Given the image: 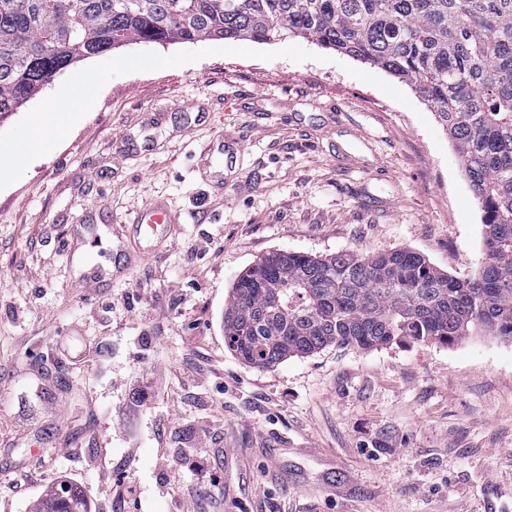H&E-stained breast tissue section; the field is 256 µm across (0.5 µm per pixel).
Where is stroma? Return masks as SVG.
I'll return each instance as SVG.
<instances>
[{
    "instance_id": "obj_1",
    "label": "stroma",
    "mask_w": 512,
    "mask_h": 512,
    "mask_svg": "<svg viewBox=\"0 0 512 512\" xmlns=\"http://www.w3.org/2000/svg\"><path fill=\"white\" fill-rule=\"evenodd\" d=\"M36 123L51 149L0 180V512L62 479L92 512H512V338L264 369L224 342L234 281L272 251L474 275L481 212L408 85L302 38L133 43L68 66L0 142ZM227 134L218 187L200 151ZM154 200L175 230L109 276Z\"/></svg>"
}]
</instances>
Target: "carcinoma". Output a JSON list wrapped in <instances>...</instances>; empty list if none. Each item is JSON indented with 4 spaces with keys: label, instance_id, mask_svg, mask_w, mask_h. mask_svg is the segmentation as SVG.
Segmentation results:
<instances>
[{
    "label": "carcinoma",
    "instance_id": "1",
    "mask_svg": "<svg viewBox=\"0 0 512 512\" xmlns=\"http://www.w3.org/2000/svg\"><path fill=\"white\" fill-rule=\"evenodd\" d=\"M277 28L407 83L442 121L481 211L483 258L452 277L403 249L270 252L235 280L224 341L258 368L330 345L512 338V0H0V119L64 68L137 42L269 41ZM33 512H89L54 486Z\"/></svg>",
    "mask_w": 512,
    "mask_h": 512
}]
</instances>
